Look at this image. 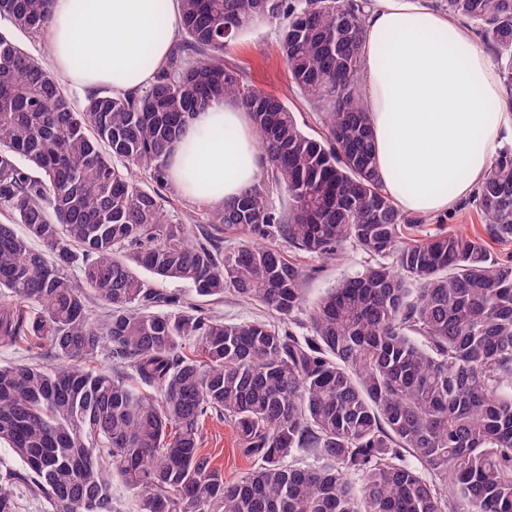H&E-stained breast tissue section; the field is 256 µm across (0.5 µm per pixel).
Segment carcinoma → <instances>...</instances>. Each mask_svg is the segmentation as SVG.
Instances as JSON below:
<instances>
[{"mask_svg":"<svg viewBox=\"0 0 512 512\" xmlns=\"http://www.w3.org/2000/svg\"><path fill=\"white\" fill-rule=\"evenodd\" d=\"M268 2L266 16L260 0H180V39L154 82L80 105L0 33V346L55 356L0 365V443L23 465L0 470V512H18L19 489L49 512H112L114 474L140 512H512V261L461 233L401 242L411 221L378 181L359 90L366 2ZM52 4L0 0V17L35 40ZM439 7L493 53L512 106V0ZM262 22L278 23L289 78L329 137L224 63ZM226 96L248 112L260 172L232 204L198 205L202 223L246 239L223 253L161 190L170 143ZM273 185L288 189L286 214ZM476 201L487 234L512 240L511 150ZM269 239L326 259L350 243L371 263L321 295L298 336L284 324L301 323L306 272ZM145 272L204 299L231 291L275 321L226 324ZM105 349L125 372L95 366ZM212 411L256 460L237 480L199 448ZM51 359L47 345H35L21 341L17 345L0 347V364L21 363L27 365L45 364Z\"/></svg>","mask_w":512,"mask_h":512,"instance_id":"obj_1","label":"carcinoma"}]
</instances>
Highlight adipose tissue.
Masks as SVG:
<instances>
[{
    "instance_id": "adipose-tissue-1",
    "label": "adipose tissue",
    "mask_w": 512,
    "mask_h": 512,
    "mask_svg": "<svg viewBox=\"0 0 512 512\" xmlns=\"http://www.w3.org/2000/svg\"><path fill=\"white\" fill-rule=\"evenodd\" d=\"M179 0H53L51 64L75 86L148 87L168 56ZM362 84L378 180L402 213H447L486 178L512 107L469 25L430 0H373L364 16ZM256 133L231 97L195 112L169 147V181L216 206L259 174Z\"/></svg>"
}]
</instances>
